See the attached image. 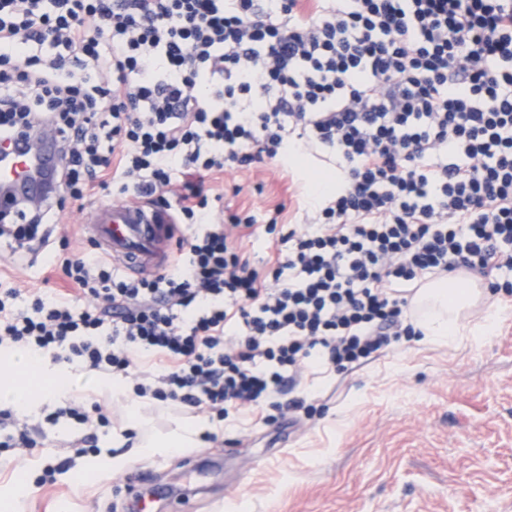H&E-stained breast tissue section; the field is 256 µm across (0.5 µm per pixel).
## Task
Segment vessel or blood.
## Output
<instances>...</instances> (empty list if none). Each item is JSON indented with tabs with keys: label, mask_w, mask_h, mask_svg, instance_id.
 <instances>
[{
	"label": "vessel or blood",
	"mask_w": 512,
	"mask_h": 512,
	"mask_svg": "<svg viewBox=\"0 0 512 512\" xmlns=\"http://www.w3.org/2000/svg\"><path fill=\"white\" fill-rule=\"evenodd\" d=\"M54 159L51 148L24 155L7 150L0 155V182L13 191L0 196V213L10 214L35 186L34 171L48 168ZM90 231L100 250L140 274L161 267L170 251V228L166 216L126 204L103 202L96 208Z\"/></svg>",
	"instance_id": "1"
}]
</instances>
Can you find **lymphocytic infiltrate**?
I'll return each instance as SVG.
<instances>
[{
  "mask_svg": "<svg viewBox=\"0 0 512 512\" xmlns=\"http://www.w3.org/2000/svg\"><path fill=\"white\" fill-rule=\"evenodd\" d=\"M35 129L61 160L0 220L14 254L95 186L193 231L150 277L63 258L84 307L1 288L0 344L135 375L155 407L223 420L420 337L408 282L512 289V0H0V143ZM309 146L340 172L312 224L216 214L213 175ZM142 351L164 371L133 373Z\"/></svg>",
  "mask_w": 512,
  "mask_h": 512,
  "instance_id": "lymphocytic-infiltrate-1",
  "label": "lymphocytic infiltrate"
}]
</instances>
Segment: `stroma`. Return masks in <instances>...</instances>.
<instances>
[{
	"mask_svg": "<svg viewBox=\"0 0 512 512\" xmlns=\"http://www.w3.org/2000/svg\"><path fill=\"white\" fill-rule=\"evenodd\" d=\"M326 154L235 169L211 180L233 185L236 206L263 212L285 205L284 223H304L315 201L311 184L327 171ZM94 203H66L47 248L21 261L0 243V281L29 308L33 289L74 298L50 256L96 249L87 228ZM95 373L76 372L75 390L105 405L111 424L98 428L100 453L113 454L112 433L126 420L122 403L97 388ZM281 408L246 410L219 422L215 437L170 456H144L139 437L121 450L118 471L73 486L84 455L66 447L74 425L28 418L38 449L0 450V486L26 478L25 512H138L152 486L172 492L155 512H512V315L461 346L415 339L390 347L343 373L311 368Z\"/></svg>",
	"mask_w": 512,
	"mask_h": 512,
	"instance_id": "1",
	"label": "stroma"
}]
</instances>
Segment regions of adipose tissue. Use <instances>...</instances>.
Masks as SVG:
<instances>
[{"label":"adipose tissue","instance_id":"ef3b65f1","mask_svg":"<svg viewBox=\"0 0 512 512\" xmlns=\"http://www.w3.org/2000/svg\"><path fill=\"white\" fill-rule=\"evenodd\" d=\"M483 296V291L477 288H449L443 279L424 283L413 302L419 310L418 325L425 341L457 343L464 334L465 310ZM72 376L69 365L30 354L20 347H0V406L21 416L37 415L47 398L60 402L72 399ZM98 385L113 399L124 402L125 427L142 434L140 446L146 455H171L194 447L198 437L212 428L207 418L200 417L177 425L163 437H153L145 432L147 422L139 403L131 400V388L126 380L105 375L99 378Z\"/></svg>","mask_w":512,"mask_h":512}]
</instances>
